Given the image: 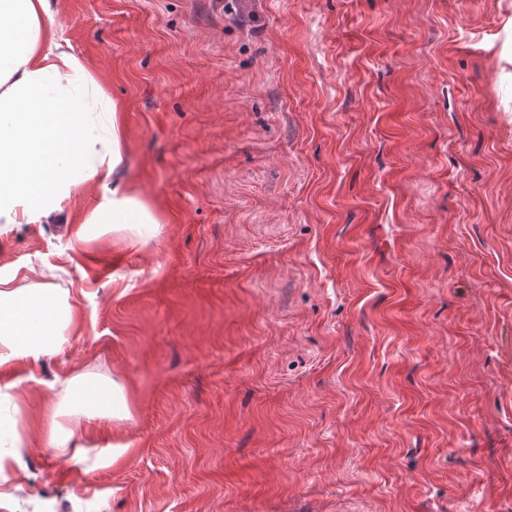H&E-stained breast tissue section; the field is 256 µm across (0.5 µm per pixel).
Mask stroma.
I'll return each mask as SVG.
<instances>
[{"label":"stroma","mask_w":512,"mask_h":512,"mask_svg":"<svg viewBox=\"0 0 512 512\" xmlns=\"http://www.w3.org/2000/svg\"><path fill=\"white\" fill-rule=\"evenodd\" d=\"M512 0H59L148 244L0 230L82 313L0 373V512H512ZM130 416L42 445L65 380ZM131 450L113 457L112 445Z\"/></svg>","instance_id":"stroma-1"}]
</instances>
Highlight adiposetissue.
<instances>
[{"instance_id":"1","label":"adipose tissue","mask_w":512,"mask_h":512,"mask_svg":"<svg viewBox=\"0 0 512 512\" xmlns=\"http://www.w3.org/2000/svg\"><path fill=\"white\" fill-rule=\"evenodd\" d=\"M53 0H0V225L41 224L60 212L74 190L101 186L74 240H91L95 228L113 240L146 243L157 234L152 209L130 187L114 184L125 154L123 113L85 60L68 51L50 19ZM0 274V368L59 355L70 345L78 308L56 289L14 288ZM73 408L54 404L42 443L57 456L76 447L80 417L127 418L115 406L119 384L76 376L66 384Z\"/></svg>"}]
</instances>
